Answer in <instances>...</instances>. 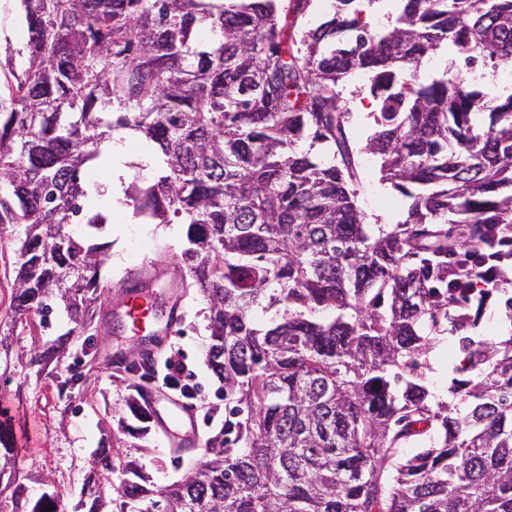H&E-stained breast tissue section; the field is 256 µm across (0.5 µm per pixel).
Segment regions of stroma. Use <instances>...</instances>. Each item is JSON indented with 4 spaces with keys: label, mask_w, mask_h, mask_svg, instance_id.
I'll use <instances>...</instances> for the list:
<instances>
[{
    "label": "stroma",
    "mask_w": 512,
    "mask_h": 512,
    "mask_svg": "<svg viewBox=\"0 0 512 512\" xmlns=\"http://www.w3.org/2000/svg\"><path fill=\"white\" fill-rule=\"evenodd\" d=\"M367 79L361 71L350 75L343 83L342 102L359 150L358 205L374 237L405 220L409 201L382 181L379 157L364 149L375 130L372 100L361 91ZM186 232V225L154 224L133 218L125 205H113L111 224L95 234L108 247L100 271L106 290L91 323L77 335L62 304H54L44 318L14 313L22 228L0 224V409L7 412L16 447L0 473V512H12L18 490L32 501L57 491L60 512H76L96 478L94 461L108 453L136 461L154 485L178 481L201 459L205 440L223 427L224 389L206 363L208 304L195 291L183 292L174 327L163 322L152 327L157 337L179 343L199 384L195 422L178 426L189 451L170 447L158 427L134 430L124 371L93 365L96 356H121L132 348L135 335L125 321L110 316L109 307L126 300L131 275L138 270L152 271L154 292L168 294L170 283L180 277L178 256L187 245ZM161 242L170 247L163 260L156 256ZM511 296L512 281L493 289L480 324L484 334L512 332V310L505 305ZM460 337L457 328H449L427 356L426 376L437 396L448 394L450 364L463 362Z\"/></svg>",
    "instance_id": "1"
}]
</instances>
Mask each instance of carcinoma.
Listing matches in <instances>:
<instances>
[{"instance_id":"obj_1","label":"carcinoma","mask_w":512,"mask_h":512,"mask_svg":"<svg viewBox=\"0 0 512 512\" xmlns=\"http://www.w3.org/2000/svg\"><path fill=\"white\" fill-rule=\"evenodd\" d=\"M17 2L26 66L0 83V224L24 225L15 313L45 317L58 298L86 325L105 247L65 228L108 222L91 171L112 132L134 131L163 166L128 205L188 225L180 264L224 384V429L195 469L149 488L136 462L100 460L88 512L109 491L116 512H512V334L463 337L483 372L446 401L422 362L448 324L480 325L487 292L463 267L512 256V94L421 70L441 51L511 67L512 0H391L378 30L357 0L315 28L313 0ZM357 70L375 102L365 150L411 199L376 238L339 90Z\"/></svg>"}]
</instances>
